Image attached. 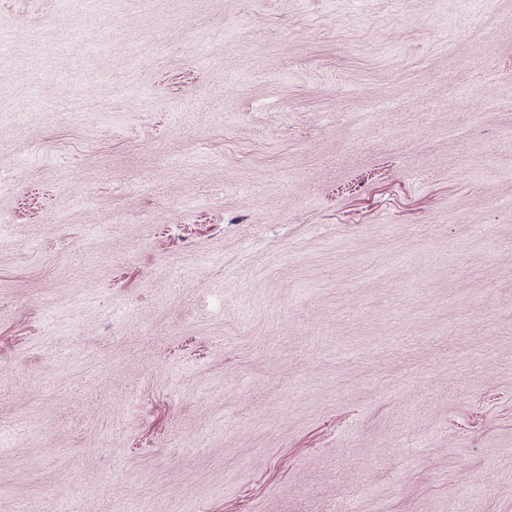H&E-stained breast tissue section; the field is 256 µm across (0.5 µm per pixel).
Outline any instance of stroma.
Returning <instances> with one entry per match:
<instances>
[{
  "label": "stroma",
  "instance_id": "obj_1",
  "mask_svg": "<svg viewBox=\"0 0 512 512\" xmlns=\"http://www.w3.org/2000/svg\"><path fill=\"white\" fill-rule=\"evenodd\" d=\"M0 29V512H512V0Z\"/></svg>",
  "mask_w": 512,
  "mask_h": 512
}]
</instances>
